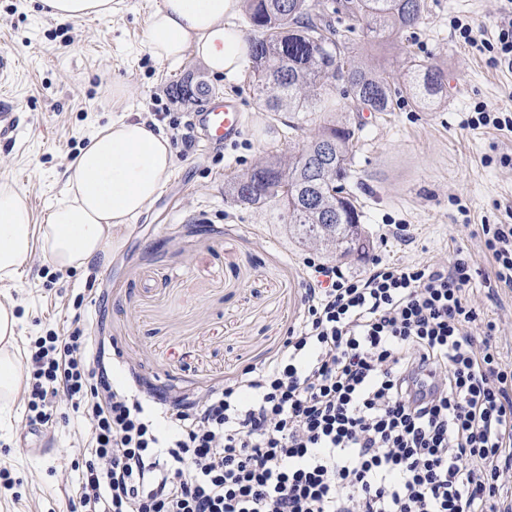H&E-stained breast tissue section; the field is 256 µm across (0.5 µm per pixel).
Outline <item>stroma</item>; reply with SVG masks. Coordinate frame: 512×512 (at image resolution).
I'll use <instances>...</instances> for the list:
<instances>
[{
  "mask_svg": "<svg viewBox=\"0 0 512 512\" xmlns=\"http://www.w3.org/2000/svg\"><path fill=\"white\" fill-rule=\"evenodd\" d=\"M160 4L116 0L111 17L68 21L43 16L40 0H0V50L19 58L0 94L13 97L26 123L22 141L0 142V183L27 194L34 224L46 222L94 127L155 120L165 108L192 119L199 104L173 98V84L192 79L238 97L246 117L234 144L207 146L197 129L188 150L180 131L155 121L173 141V173L107 261L60 271L37 249L17 281H0V302H14L23 321L19 351L47 330L79 328L91 338L89 357L103 356L119 383L170 397L202 394L276 354L299 315L304 257L360 274L377 253L419 265L466 258L468 297L496 324L497 351L512 365V288L496 286L480 239L481 225L512 223V132L469 123L486 107L512 113V68L498 61L499 25L512 17V0H425L416 28L361 37L369 64L392 74L411 58L443 68L448 98L434 111L402 98L389 112L352 102L336 113L357 129L348 185L368 234L361 252L341 260L299 247L278 206L238 207L224 195L257 159L301 149L323 113L293 130L291 114L255 107L248 71L215 75L190 53L174 63L154 59L148 18ZM464 26L475 46L461 39ZM398 224L405 235L395 234ZM25 418L20 397L0 410V470L18 483L16 493H0V512H67L88 426L60 404L45 435L52 449L40 453Z\"/></svg>",
  "mask_w": 512,
  "mask_h": 512,
  "instance_id": "1",
  "label": "stroma"
}]
</instances>
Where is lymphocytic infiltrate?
<instances>
[{
  "mask_svg": "<svg viewBox=\"0 0 512 512\" xmlns=\"http://www.w3.org/2000/svg\"><path fill=\"white\" fill-rule=\"evenodd\" d=\"M512 287V224L481 227ZM312 276L277 353L200 402L152 406L92 366L81 329L27 350L26 426L89 422L81 512H495L512 472V367L466 297V259L380 255Z\"/></svg>",
  "mask_w": 512,
  "mask_h": 512,
  "instance_id": "f902f5d3",
  "label": "lymphocytic infiltrate"
}]
</instances>
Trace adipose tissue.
Masks as SVG:
<instances>
[{"instance_id":"adipose-tissue-1","label":"adipose tissue","mask_w":512,"mask_h":512,"mask_svg":"<svg viewBox=\"0 0 512 512\" xmlns=\"http://www.w3.org/2000/svg\"><path fill=\"white\" fill-rule=\"evenodd\" d=\"M57 20L108 18L112 0H41ZM243 0H162L149 18L148 50L157 60L186 53L211 73L231 75L247 58L243 33L229 20ZM170 140L147 121L121 119L98 128L68 164L61 197L46 224L32 222L27 196L0 185V280L18 276L33 248L56 269L68 270L107 254L123 238L173 173ZM19 319L12 303H0V405L9 406L23 385L15 354Z\"/></svg>"}]
</instances>
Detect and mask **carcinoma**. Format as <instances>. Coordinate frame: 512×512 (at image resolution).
Instances as JSON below:
<instances>
[{
    "label": "carcinoma",
    "instance_id": "obj_1",
    "mask_svg": "<svg viewBox=\"0 0 512 512\" xmlns=\"http://www.w3.org/2000/svg\"><path fill=\"white\" fill-rule=\"evenodd\" d=\"M424 11V0H330V6L317 13L308 0H247L248 21L258 31L247 39L255 106L262 112H315L321 97L336 90L332 70L340 64L348 66L342 95L373 112L392 111L402 93L423 107L440 105L448 83L440 67L411 60L402 87L394 88L385 70L363 61L351 37L362 26L374 39L388 37L416 26ZM335 15L350 20L343 34L336 28ZM171 91L178 99L194 101L210 88L187 80L173 85ZM320 141L332 145L325 163L305 157ZM355 142L352 126L327 119L309 144L288 160H259L248 172L253 182L250 190H240L234 181L225 195L235 205L253 209L273 202L282 209L284 223L298 244L327 243L336 256H349L364 244L361 215L346 187ZM301 165L308 173L305 184L296 179ZM308 196L333 213L332 222H324L308 207Z\"/></svg>",
    "mask_w": 512,
    "mask_h": 512
}]
</instances>
